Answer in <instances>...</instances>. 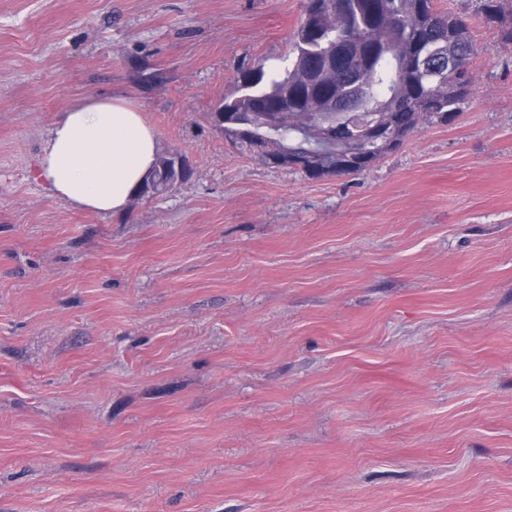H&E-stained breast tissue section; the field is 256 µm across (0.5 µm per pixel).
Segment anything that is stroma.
I'll list each match as a JSON object with an SVG mask.
<instances>
[{"label":"stroma","instance_id":"stroma-1","mask_svg":"<svg viewBox=\"0 0 512 512\" xmlns=\"http://www.w3.org/2000/svg\"><path fill=\"white\" fill-rule=\"evenodd\" d=\"M307 0H0V512H512V48L311 179L209 114ZM139 103L189 173L124 216L27 179L58 112Z\"/></svg>","mask_w":512,"mask_h":512}]
</instances>
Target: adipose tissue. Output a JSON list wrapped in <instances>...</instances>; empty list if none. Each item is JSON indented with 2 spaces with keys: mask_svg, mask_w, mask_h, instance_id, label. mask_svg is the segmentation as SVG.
Masks as SVG:
<instances>
[{
  "mask_svg": "<svg viewBox=\"0 0 512 512\" xmlns=\"http://www.w3.org/2000/svg\"><path fill=\"white\" fill-rule=\"evenodd\" d=\"M158 151V133L139 105L122 95L90 96L57 114L33 177L72 208L123 214Z\"/></svg>",
  "mask_w": 512,
  "mask_h": 512,
  "instance_id": "adipose-tissue-1",
  "label": "adipose tissue"
}]
</instances>
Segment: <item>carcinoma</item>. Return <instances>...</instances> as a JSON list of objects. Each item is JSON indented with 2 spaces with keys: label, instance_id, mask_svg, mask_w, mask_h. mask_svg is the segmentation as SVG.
I'll list each match as a JSON object with an SVG mask.
<instances>
[{
  "label": "carcinoma",
  "instance_id": "carcinoma-1",
  "mask_svg": "<svg viewBox=\"0 0 512 512\" xmlns=\"http://www.w3.org/2000/svg\"><path fill=\"white\" fill-rule=\"evenodd\" d=\"M485 20L498 25L512 47V9L504 0H479ZM350 57L329 64L336 46ZM475 53L468 17L437 11L434 0H308L293 57L265 69L259 61L237 77L234 95L213 113L224 137L249 152L263 148L273 161L331 129L340 140L320 152L311 179L369 169L400 146L420 122L446 124L469 94ZM383 125L389 137L371 138Z\"/></svg>",
  "mask_w": 512,
  "mask_h": 512
}]
</instances>
